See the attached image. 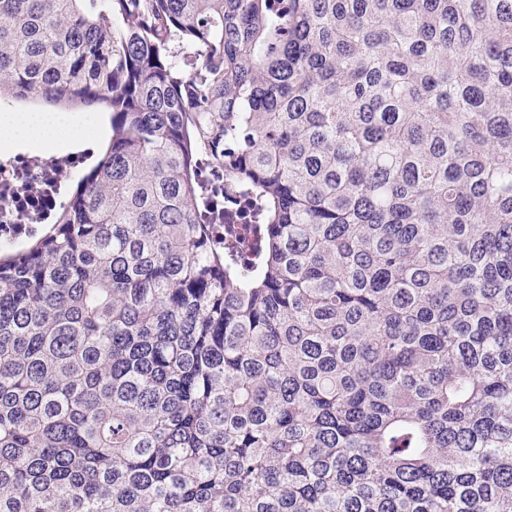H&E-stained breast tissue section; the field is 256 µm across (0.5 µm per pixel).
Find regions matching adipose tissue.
I'll use <instances>...</instances> for the list:
<instances>
[{
    "mask_svg": "<svg viewBox=\"0 0 512 512\" xmlns=\"http://www.w3.org/2000/svg\"><path fill=\"white\" fill-rule=\"evenodd\" d=\"M98 121L82 112H6L0 114V150L68 144L74 152H90L94 143L87 130Z\"/></svg>",
    "mask_w": 512,
    "mask_h": 512,
    "instance_id": "ef3b65f1",
    "label": "adipose tissue"
}]
</instances>
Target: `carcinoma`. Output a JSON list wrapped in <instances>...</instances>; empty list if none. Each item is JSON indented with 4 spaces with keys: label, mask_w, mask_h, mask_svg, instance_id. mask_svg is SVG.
I'll list each match as a JSON object with an SVG mask.
<instances>
[{
    "label": "carcinoma",
    "mask_w": 512,
    "mask_h": 512,
    "mask_svg": "<svg viewBox=\"0 0 512 512\" xmlns=\"http://www.w3.org/2000/svg\"><path fill=\"white\" fill-rule=\"evenodd\" d=\"M2 102L112 136L0 254V512H512V0H0Z\"/></svg>",
    "instance_id": "1"
}]
</instances>
